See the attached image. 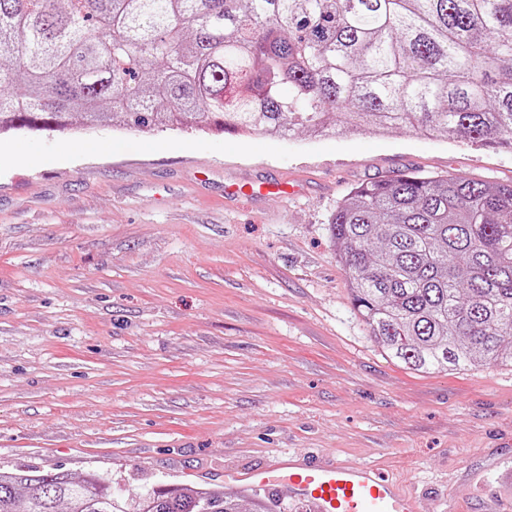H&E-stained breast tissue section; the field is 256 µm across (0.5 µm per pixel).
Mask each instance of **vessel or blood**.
Returning <instances> with one entry per match:
<instances>
[{
	"label": "vessel or blood",
	"instance_id": "vessel-or-blood-1",
	"mask_svg": "<svg viewBox=\"0 0 512 512\" xmlns=\"http://www.w3.org/2000/svg\"><path fill=\"white\" fill-rule=\"evenodd\" d=\"M282 479L294 497L312 504L315 512H422L418 496L405 492L373 466L326 457L228 469L224 489L247 492L271 487Z\"/></svg>",
	"mask_w": 512,
	"mask_h": 512
}]
</instances>
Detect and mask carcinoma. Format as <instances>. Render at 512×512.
Segmentation results:
<instances>
[{"label":"carcinoma","instance_id":"carcinoma-1","mask_svg":"<svg viewBox=\"0 0 512 512\" xmlns=\"http://www.w3.org/2000/svg\"><path fill=\"white\" fill-rule=\"evenodd\" d=\"M412 128L512 147V0H0V134ZM354 309L415 371L512 364V183L403 174L336 207ZM241 512L222 486L134 507L91 472L0 473V512Z\"/></svg>","mask_w":512,"mask_h":512}]
</instances>
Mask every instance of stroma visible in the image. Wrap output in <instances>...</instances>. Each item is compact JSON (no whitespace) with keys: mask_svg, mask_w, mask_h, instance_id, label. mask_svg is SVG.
Segmentation results:
<instances>
[{"mask_svg":"<svg viewBox=\"0 0 512 512\" xmlns=\"http://www.w3.org/2000/svg\"><path fill=\"white\" fill-rule=\"evenodd\" d=\"M402 173L512 182V150L403 129L0 135V471H97L133 502L297 452L422 512H512V367L386 357L329 233Z\"/></svg>","mask_w":512,"mask_h":512,"instance_id":"obj_1","label":"stroma"}]
</instances>
